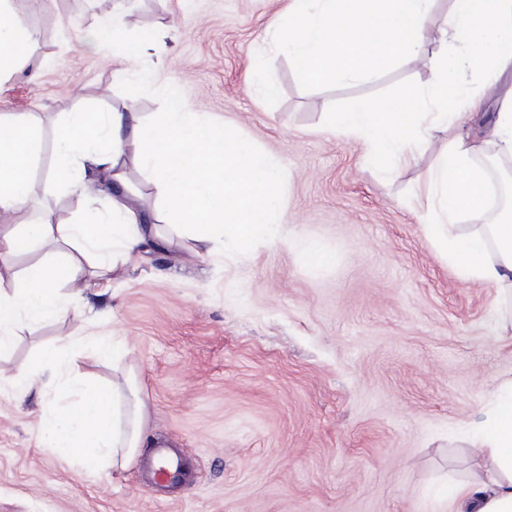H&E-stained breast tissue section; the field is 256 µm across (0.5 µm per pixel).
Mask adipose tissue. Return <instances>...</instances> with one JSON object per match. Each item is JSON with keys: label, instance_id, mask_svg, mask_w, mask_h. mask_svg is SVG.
I'll list each match as a JSON object with an SVG mask.
<instances>
[{"label": "adipose tissue", "instance_id": "ef3b65f1", "mask_svg": "<svg viewBox=\"0 0 512 512\" xmlns=\"http://www.w3.org/2000/svg\"><path fill=\"white\" fill-rule=\"evenodd\" d=\"M10 0H0V78L23 62L30 36L2 24ZM452 19L468 44L465 56L433 54L434 76L424 95L404 90L393 101L356 104L337 113L332 128L362 140L364 160L383 175L409 165L433 131L453 130L428 186L423 228L455 263L467 281L512 288V224H489L482 234L454 231L460 214L485 209L486 173L475 165L478 145L463 134L465 121L482 107L472 94L469 70L495 79L512 67V0H453ZM63 147L58 179L72 189L90 184L111 188V206L95 224H4L0 226V265L45 245L76 244L77 253L56 252L14 276L0 292V351L16 327L67 311L84 289L108 285L113 273L146 244L164 241L155 211L144 208L131 190L124 167L136 163L160 185L167 220L200 242L245 245L273 239L284 223L282 171L265 154L244 144L228 126L216 127L188 112L181 98L169 111L144 122L133 110L70 113L57 130ZM36 128L25 113H0V213L28 203ZM499 258L487 260L488 245ZM76 360L63 348L42 354V367L62 377L65 404L49 416L43 446L87 469L124 466L141 448L144 404L132 387L92 385L76 372ZM493 401L471 438L467 479L456 485L450 512H512V375L493 379Z\"/></svg>", "mask_w": 512, "mask_h": 512}]
</instances>
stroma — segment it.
I'll use <instances>...</instances> for the list:
<instances>
[{
	"mask_svg": "<svg viewBox=\"0 0 512 512\" xmlns=\"http://www.w3.org/2000/svg\"><path fill=\"white\" fill-rule=\"evenodd\" d=\"M289 0H13L11 23L29 31L26 62L0 80V113L38 119L37 153L61 163L56 129L68 113L127 107L190 112L235 125L285 175L279 243L174 244L149 249L108 287L66 314L22 325L0 370L30 387L0 393V512H448L466 475L468 435L491 381L512 370V293L463 281L427 237L414 195L448 141L434 133L390 178L364 164V145L327 131L336 112L423 93L428 54L370 82L306 91L269 24ZM117 18L133 55L87 40ZM263 72L275 87L254 83ZM512 68L484 92L470 125L512 182V156L485 137ZM109 206L102 186L74 193L33 184L28 208L1 224L91 221ZM318 245L331 256L310 264ZM112 337L104 381L134 374L144 439L169 441L189 464L174 490L153 484L139 459L95 473L46 453L43 418L56 381L38 375L49 346L90 347Z\"/></svg>",
	"mask_w": 512,
	"mask_h": 512,
	"instance_id": "35a3bbf8",
	"label": "stroma"
}]
</instances>
